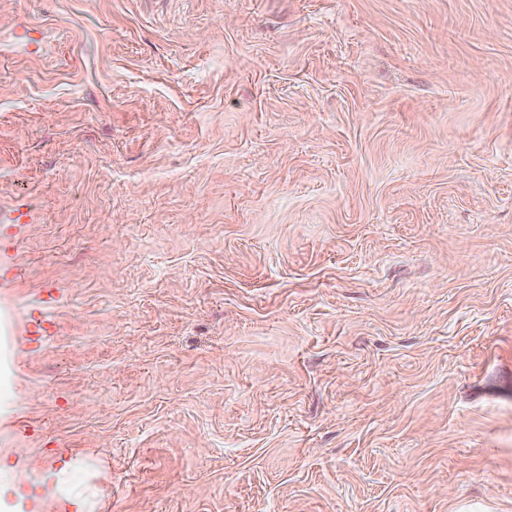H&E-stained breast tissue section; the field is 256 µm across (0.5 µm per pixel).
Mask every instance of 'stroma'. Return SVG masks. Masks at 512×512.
<instances>
[{"instance_id":"stroma-1","label":"stroma","mask_w":512,"mask_h":512,"mask_svg":"<svg viewBox=\"0 0 512 512\" xmlns=\"http://www.w3.org/2000/svg\"><path fill=\"white\" fill-rule=\"evenodd\" d=\"M0 512H512V0H0Z\"/></svg>"}]
</instances>
